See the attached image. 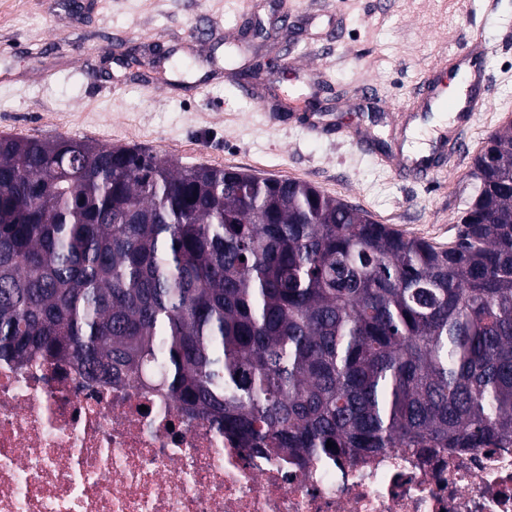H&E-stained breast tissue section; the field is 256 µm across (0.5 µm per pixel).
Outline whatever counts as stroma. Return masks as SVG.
<instances>
[{
    "label": "stroma",
    "instance_id": "stroma-1",
    "mask_svg": "<svg viewBox=\"0 0 512 512\" xmlns=\"http://www.w3.org/2000/svg\"><path fill=\"white\" fill-rule=\"evenodd\" d=\"M275 40L243 37L254 22ZM478 27L492 104L427 182L381 166L411 145L407 105ZM317 113L329 131L310 135ZM512 120V0H0V137L139 146L182 166L296 179L445 247L473 158ZM368 133L370 152L342 134Z\"/></svg>",
    "mask_w": 512,
    "mask_h": 512
}]
</instances>
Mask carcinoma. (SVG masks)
<instances>
[{
  "mask_svg": "<svg viewBox=\"0 0 512 512\" xmlns=\"http://www.w3.org/2000/svg\"><path fill=\"white\" fill-rule=\"evenodd\" d=\"M470 177L441 248L304 181L0 138V360L135 376L301 463L495 448L512 439V125Z\"/></svg>",
  "mask_w": 512,
  "mask_h": 512,
  "instance_id": "cac0c4a2",
  "label": "carcinoma"
}]
</instances>
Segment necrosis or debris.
<instances>
[{
  "instance_id": "1",
  "label": "necrosis or debris",
  "mask_w": 512,
  "mask_h": 512,
  "mask_svg": "<svg viewBox=\"0 0 512 512\" xmlns=\"http://www.w3.org/2000/svg\"><path fill=\"white\" fill-rule=\"evenodd\" d=\"M0 512H512V442L301 465L40 353L0 361Z\"/></svg>"
}]
</instances>
